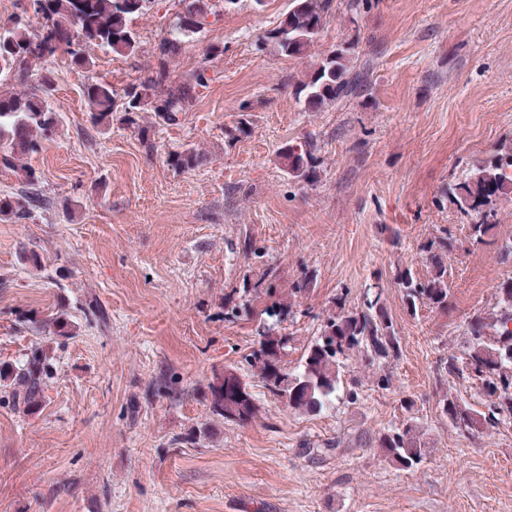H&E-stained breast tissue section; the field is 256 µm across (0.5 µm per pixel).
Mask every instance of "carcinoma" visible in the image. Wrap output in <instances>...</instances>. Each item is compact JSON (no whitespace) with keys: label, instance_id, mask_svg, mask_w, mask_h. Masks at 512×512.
<instances>
[{"label":"carcinoma","instance_id":"cac0c4a2","mask_svg":"<svg viewBox=\"0 0 512 512\" xmlns=\"http://www.w3.org/2000/svg\"><path fill=\"white\" fill-rule=\"evenodd\" d=\"M43 23L37 31L16 22L0 31V86L13 91L0 93V166L18 170L29 185H36L34 170L18 167L17 157L36 153L42 141L51 138L60 122L52 100L55 92L51 72L41 63L60 50L70 56L73 64L89 69L92 58L85 48L95 45L121 56H134L140 49L135 18L146 9L150 0H37ZM183 11L175 30L157 45L158 66L139 83L132 84L119 97L112 86L93 80L86 86L93 127L107 132L112 121L119 119L127 127L138 125L143 112H153L167 125L179 122L196 99L199 89L208 84L207 69L199 67L187 78L174 83L169 62L180 54L183 43L203 32L209 16L215 14L212 0H180ZM333 0H291L290 8L278 27L269 31L264 41L273 45L285 57L302 58L317 44ZM356 43L344 42L317 57L306 80L297 89V96L307 111L337 103L362 92L369 83V69L355 68L352 63ZM173 166L193 167L197 154L186 149L169 155ZM281 158L288 175L306 180L315 171L313 149L289 147ZM512 196V141L503 143L489 159L471 169L459 182L448 187L444 198L457 212L479 220L468 225L471 243H485L489 232L497 226L498 205ZM28 204L0 198V220L16 223L30 218ZM432 271L418 278L411 270L399 272V287L407 309L416 312L419 306L439 311L448 310L447 265L434 252V244L425 248ZM499 310L495 314L481 312L470 317L469 346L465 362L459 365L448 359L445 370L450 375L464 373L477 379L487 399L484 410H475L461 403L454 395L439 399L440 409L448 423L472 434L495 429L512 419V352L502 336H512V278L497 288ZM382 291L365 289L362 304L349 309L342 299L336 301V311L328 315L317 336L307 346L299 365L291 373L279 362L288 347V336L276 334L275 324L263 326L259 333V349L248 358L253 375L274 396L282 399L296 413L320 412L332 406L339 396L354 403L358 400L357 382H344L348 357L356 352L370 360L395 358L400 353L399 336L381 303ZM40 333L70 338L74 326L60 312L42 321L25 316ZM55 364L45 348L31 347L17 364H0V383L8 388L13 406L26 413L40 410L44 392L55 375ZM210 409L218 416L230 406L237 408L232 421H251L257 408L246 385L209 386ZM384 460L398 469L412 471L423 462L427 448L416 417L406 419L401 426L379 434L376 440Z\"/></svg>","mask_w":512,"mask_h":512}]
</instances>
